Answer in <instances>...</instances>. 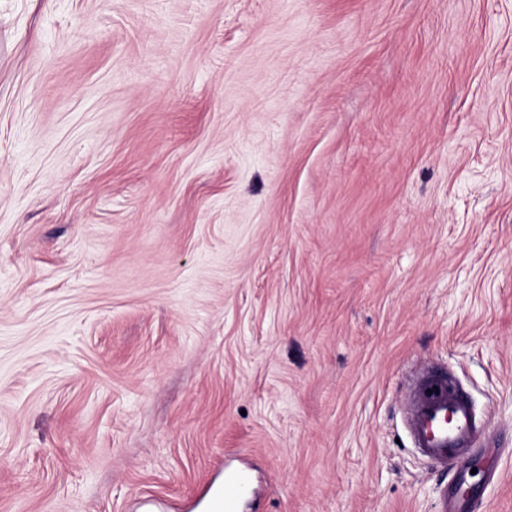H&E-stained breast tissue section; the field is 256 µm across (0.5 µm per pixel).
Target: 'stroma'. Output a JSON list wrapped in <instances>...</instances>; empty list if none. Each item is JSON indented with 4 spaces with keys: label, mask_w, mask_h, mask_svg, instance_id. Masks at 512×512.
Segmentation results:
<instances>
[{
    "label": "stroma",
    "mask_w": 512,
    "mask_h": 512,
    "mask_svg": "<svg viewBox=\"0 0 512 512\" xmlns=\"http://www.w3.org/2000/svg\"><path fill=\"white\" fill-rule=\"evenodd\" d=\"M431 367L512 512V0H0V512H438ZM407 422L417 452L444 468L454 460H471L486 439L469 397L442 369L414 381ZM253 478L248 468L224 465V489H213L205 500L206 512H243L253 497Z\"/></svg>",
    "instance_id": "obj_1"
}]
</instances>
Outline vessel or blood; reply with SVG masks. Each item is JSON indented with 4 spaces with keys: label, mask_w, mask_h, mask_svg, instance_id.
I'll return each instance as SVG.
<instances>
[{
    "label": "vessel or blood",
    "mask_w": 512,
    "mask_h": 512,
    "mask_svg": "<svg viewBox=\"0 0 512 512\" xmlns=\"http://www.w3.org/2000/svg\"><path fill=\"white\" fill-rule=\"evenodd\" d=\"M408 429L417 452L441 467L472 459L485 441L469 397L442 369L414 381ZM252 495L249 469L225 466L224 485L211 491L205 501L206 512H242Z\"/></svg>",
    "instance_id": "1"
}]
</instances>
